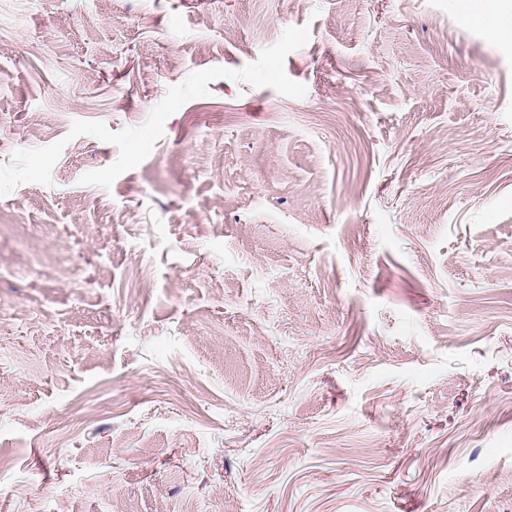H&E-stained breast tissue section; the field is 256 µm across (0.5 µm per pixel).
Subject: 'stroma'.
I'll list each match as a JSON object with an SVG mask.
<instances>
[{"label": "stroma", "mask_w": 512, "mask_h": 512, "mask_svg": "<svg viewBox=\"0 0 512 512\" xmlns=\"http://www.w3.org/2000/svg\"><path fill=\"white\" fill-rule=\"evenodd\" d=\"M502 46L0 0V512H512Z\"/></svg>", "instance_id": "obj_1"}]
</instances>
